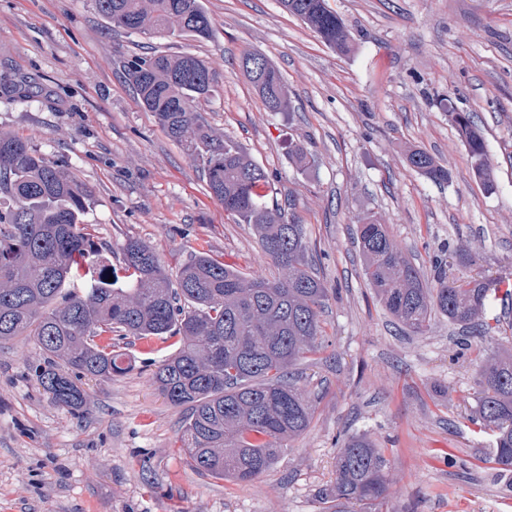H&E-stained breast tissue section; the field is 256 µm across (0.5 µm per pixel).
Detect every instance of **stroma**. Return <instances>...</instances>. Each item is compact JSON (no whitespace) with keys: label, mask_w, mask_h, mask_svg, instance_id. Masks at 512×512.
Segmentation results:
<instances>
[{"label":"stroma","mask_w":512,"mask_h":512,"mask_svg":"<svg viewBox=\"0 0 512 512\" xmlns=\"http://www.w3.org/2000/svg\"><path fill=\"white\" fill-rule=\"evenodd\" d=\"M209 38L131 34L94 0H0V133L27 140L90 191L83 220L112 266L134 238L170 274L197 250L269 279L282 271L249 225L209 194L186 144L136 101L124 64L139 55L206 60L214 91L197 103L212 134L270 175L267 201L304 227L311 265L330 290L323 349L294 379L313 409L307 431L248 484L201 475L180 448L183 408L152 379L166 342L118 340L134 368L84 383L74 414L55 406L31 369V340L0 342V512H334L321 499L343 440L367 435L387 461L375 512H512L487 463L494 438L471 422L483 363L512 347V301L466 329L433 313L412 335L376 299L356 227L367 215L427 281L436 255L450 278L512 291V0H328L352 50L337 53L279 0H201ZM261 52L284 77L289 109L268 111L240 67ZM473 113L493 172L475 177L448 111ZM303 146L307 161L290 158ZM421 149L445 166L436 183L406 163Z\"/></svg>","instance_id":"stroma-1"}]
</instances>
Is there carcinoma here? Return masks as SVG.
Listing matches in <instances>:
<instances>
[{
  "label": "carcinoma",
  "mask_w": 512,
  "mask_h": 512,
  "mask_svg": "<svg viewBox=\"0 0 512 512\" xmlns=\"http://www.w3.org/2000/svg\"><path fill=\"white\" fill-rule=\"evenodd\" d=\"M112 25L135 33L206 39L212 21L200 0H94ZM329 47L350 49L348 32L326 0H281ZM244 74L266 108L284 112L288 93L279 70L261 58ZM137 102L173 140L189 144L224 212L252 226L284 277L268 280L231 268L206 252L192 254L171 278L155 248L138 239L121 245L122 266L105 263L103 248L83 223L89 191L62 165L16 136L0 134V341L35 338L45 354L34 375L53 403L72 411L87 399L82 380L110 381L132 364L102 336L151 341L180 337L158 362L153 378L177 407L186 409L181 450L198 471L249 483L279 458L284 441L302 435L311 406L286 379L307 354L321 352L317 337L329 289L306 260L303 225L269 207V174L238 146L213 138L194 103L213 92V76L198 56H136L125 65ZM487 188L493 176L483 135L468 112L448 106ZM412 170L434 182L448 170L424 150L406 155ZM364 274L386 311L408 331L422 334L432 313L464 328L487 307L491 288L481 280L457 281L439 271L435 284L403 254L375 216L357 225ZM113 281H108V278ZM473 423L494 436L498 475H512V353L481 371ZM387 459L365 436L339 449L336 479L325 498L370 509L386 492Z\"/></svg>",
  "instance_id": "1"
}]
</instances>
